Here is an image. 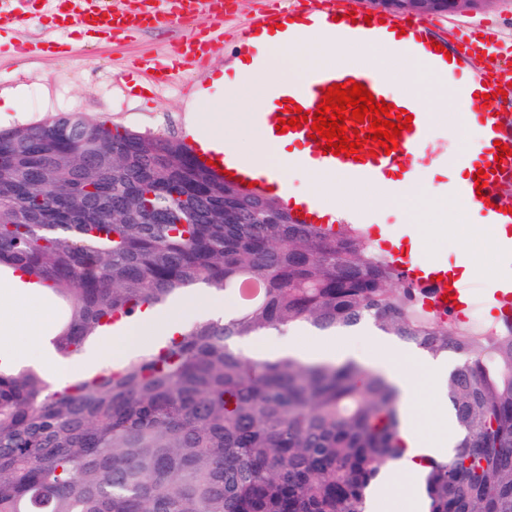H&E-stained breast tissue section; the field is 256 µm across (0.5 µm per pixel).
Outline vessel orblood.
<instances>
[{
	"label": "vessel or blood",
	"mask_w": 512,
	"mask_h": 512,
	"mask_svg": "<svg viewBox=\"0 0 512 512\" xmlns=\"http://www.w3.org/2000/svg\"><path fill=\"white\" fill-rule=\"evenodd\" d=\"M56 26L65 30L73 25L87 32L112 36L146 28L184 25L200 18L209 22L208 49L219 48L224 41V9L221 0H150L141 12L119 13L109 0H55ZM332 27L352 47L382 44L403 48L427 74L447 80L461 90L468 104L464 118L482 133L474 155L441 157L447 168L464 170L462 180L448 184L451 194L468 200L477 223L501 233V241L512 248V201L503 192L512 186V62L503 57L504 38L494 32L462 33L459 24L400 17L372 9L366 0H301L299 7L279 11H260L251 16L240 33V48L228 67H268L270 58L264 41L272 33L283 41H293L303 34ZM360 83L375 101L391 104L393 109L407 110L412 125L403 129L396 150L370 156L373 142L368 141L367 124L348 120L347 126L365 136V155L361 159L325 153L323 146L312 143L311 124L288 130L280 139L288 146V158L312 169L348 174L356 182L394 188L412 173L431 150L432 128L429 113L418 111L413 101L390 90L389 75L378 68L352 71L334 66L315 67L305 72L302 82L285 80L271 87L272 109L254 113V121L267 131H274L285 114L286 101L305 111H316L327 88L347 81ZM506 97H499V90ZM489 101H482V94ZM506 144L511 154L499 157V144ZM219 169L232 172L233 183H255L258 192L282 198L290 214L303 224L336 225L332 212L318 199L292 197L287 181L274 170L258 166L232 148L210 153ZM486 171V184L476 189L474 175ZM389 263L402 279L413 287L428 290L434 306H442L444 293L454 294L455 304L468 305L471 286L456 269L435 264L421 256L386 247Z\"/></svg>",
	"instance_id": "1"
}]
</instances>
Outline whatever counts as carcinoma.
I'll use <instances>...</instances> for the list:
<instances>
[{
    "mask_svg": "<svg viewBox=\"0 0 512 512\" xmlns=\"http://www.w3.org/2000/svg\"><path fill=\"white\" fill-rule=\"evenodd\" d=\"M0 130V271L63 307L62 358L203 286L256 301L63 386L0 363V512H367L404 454L399 395L355 361L248 357L270 330L372 327L458 363L463 437L422 457L428 512H512V321L474 332L405 285L364 228L293 221L183 140L78 113Z\"/></svg>",
    "mask_w": 512,
    "mask_h": 512,
    "instance_id": "obj_1",
    "label": "carcinoma"
}]
</instances>
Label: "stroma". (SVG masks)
Listing matches in <instances>:
<instances>
[{"label":"stroma","mask_w":512,"mask_h":512,"mask_svg":"<svg viewBox=\"0 0 512 512\" xmlns=\"http://www.w3.org/2000/svg\"><path fill=\"white\" fill-rule=\"evenodd\" d=\"M299 0H236L224 20V48L206 67L181 58L185 32L159 27L129 36L100 38L78 49H61L73 31H57L47 41L45 19L50 0H16L20 12L37 15L32 26L0 32V129L39 125L61 113H79L111 126L153 133L174 139L185 137V108L194 90L210 86L214 75L237 52V31L259 9L297 6ZM147 57L160 62L164 74L134 67ZM419 211L384 207L377 217L402 249L422 238Z\"/></svg>","instance_id":"stroma-1"}]
</instances>
